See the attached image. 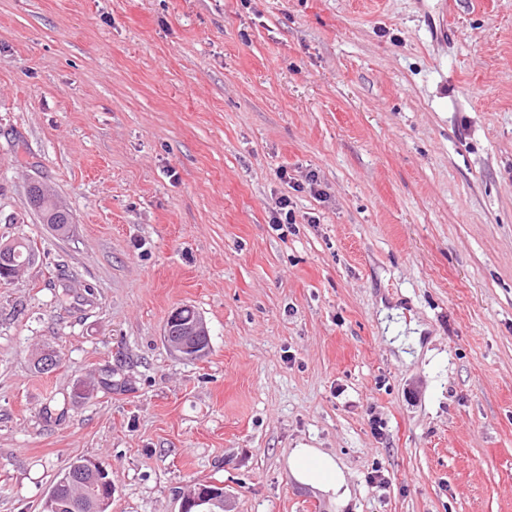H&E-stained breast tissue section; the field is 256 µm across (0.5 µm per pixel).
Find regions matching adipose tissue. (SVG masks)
Wrapping results in <instances>:
<instances>
[{
	"mask_svg": "<svg viewBox=\"0 0 512 512\" xmlns=\"http://www.w3.org/2000/svg\"><path fill=\"white\" fill-rule=\"evenodd\" d=\"M289 478L324 494L335 507L343 508L352 492L344 468L334 455L306 445L290 449L286 459Z\"/></svg>",
	"mask_w": 512,
	"mask_h": 512,
	"instance_id": "obj_1",
	"label": "adipose tissue"
}]
</instances>
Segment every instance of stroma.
Returning <instances> with one entry per match:
<instances>
[{"mask_svg": "<svg viewBox=\"0 0 512 512\" xmlns=\"http://www.w3.org/2000/svg\"><path fill=\"white\" fill-rule=\"evenodd\" d=\"M439 5L0 0V244L38 247L0 285V512L80 457L110 512L199 483L336 512L300 444L343 512H512V0H456L444 39ZM183 305L199 361L164 341ZM28 195L31 206L40 213L43 223L49 224L58 234L65 235L69 232L71 216L58 205L52 193H44L39 187H35L28 189ZM289 478L324 494L337 508H344L352 492L345 469L336 457L320 448L300 444L291 448L286 459Z\"/></svg>", "mask_w": 512, "mask_h": 512, "instance_id": "1", "label": "stroma"}]
</instances>
